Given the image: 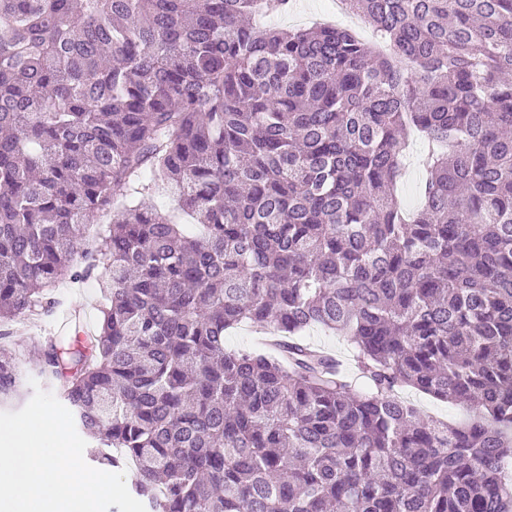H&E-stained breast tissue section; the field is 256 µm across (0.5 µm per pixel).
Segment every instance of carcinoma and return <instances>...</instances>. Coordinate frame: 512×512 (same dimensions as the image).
<instances>
[{"mask_svg": "<svg viewBox=\"0 0 512 512\" xmlns=\"http://www.w3.org/2000/svg\"><path fill=\"white\" fill-rule=\"evenodd\" d=\"M349 4L387 50L257 22L291 0H0V400L10 327L108 269L34 370L148 512H512V0ZM427 152V142L416 136L410 141V145L406 149V156L410 153L417 156V167L411 165L408 169L404 168L398 182V196L407 211H413L420 205L419 187L426 177L425 167L422 166L420 161ZM256 334L249 324L230 329L224 336V347L228 350H249L255 346ZM307 338L313 343L332 352L351 373V349L342 336H328L320 328H314L306 333ZM402 396L414 403L422 413L436 419L448 421L454 424H464L472 416V413L462 406L437 400L432 396L423 394L415 389H404L402 391Z\"/></svg>", "mask_w": 512, "mask_h": 512, "instance_id": "carcinoma-1", "label": "carcinoma"}]
</instances>
